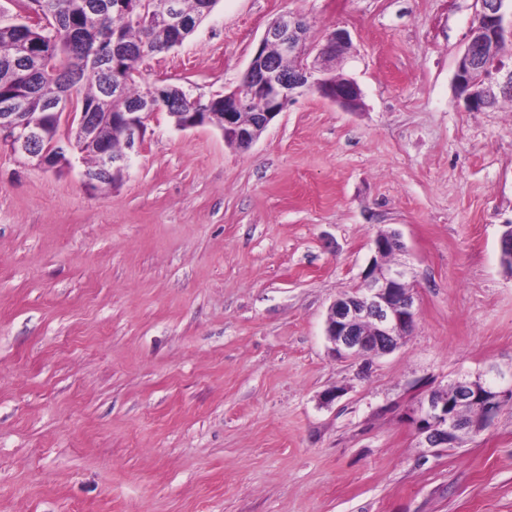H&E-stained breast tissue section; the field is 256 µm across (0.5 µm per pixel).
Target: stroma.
<instances>
[{
    "label": "stroma",
    "mask_w": 512,
    "mask_h": 512,
    "mask_svg": "<svg viewBox=\"0 0 512 512\" xmlns=\"http://www.w3.org/2000/svg\"><path fill=\"white\" fill-rule=\"evenodd\" d=\"M478 11L219 0L141 86L230 92L293 13L310 49L349 32L361 108L305 92L245 151L159 112L96 191L0 148V512H512V401L454 448L411 419L512 370V99L469 112L454 82ZM389 231L414 329L336 358L327 310Z\"/></svg>",
    "instance_id": "stroma-1"
}]
</instances>
